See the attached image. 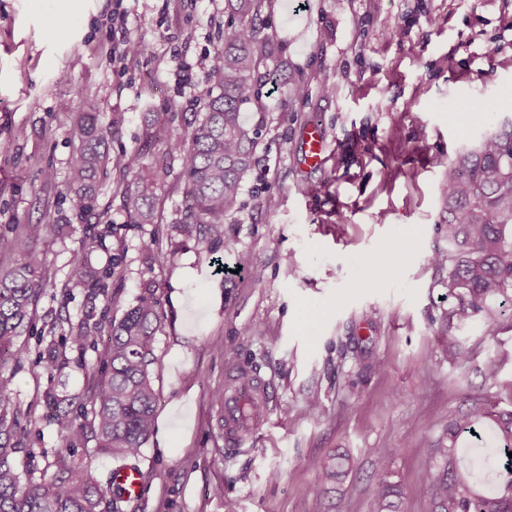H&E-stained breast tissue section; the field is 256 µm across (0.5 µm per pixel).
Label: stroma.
Masks as SVG:
<instances>
[{
    "label": "stroma",
    "mask_w": 512,
    "mask_h": 512,
    "mask_svg": "<svg viewBox=\"0 0 512 512\" xmlns=\"http://www.w3.org/2000/svg\"><path fill=\"white\" fill-rule=\"evenodd\" d=\"M260 20L279 50L273 83L244 109L261 134L238 210L220 233L183 241L173 175L155 192L154 222L130 223L128 180L112 165L99 199L112 235L101 240L66 193L72 113H97L113 157L168 152L169 135L202 116L195 87L224 46V0H0V236L54 227L35 244L45 266L27 352L0 370L29 432L13 459L22 479L43 478L60 448L56 408L91 428L109 322L150 288L163 312L155 425L129 461L141 492L120 512H371L384 448L396 451L403 512H431L425 450L449 415L478 409L487 357L501 363L499 407L512 409V307L498 336L477 322L463 330L471 359L449 363L439 332L451 300L429 261L448 245L439 158L512 119V0H275ZM125 39L148 54L122 55ZM298 76L308 95L292 100ZM482 102L494 123L477 117ZM314 120L327 147L317 167L305 161ZM79 252L89 269L113 266L106 291L75 282ZM222 263L238 274L218 273ZM80 329L94 346L62 344ZM243 371L269 380L273 400L233 449L215 392ZM95 446L86 438L68 463L88 466L108 495L116 459ZM336 452L354 468L318 495Z\"/></svg>",
    "instance_id": "obj_1"
}]
</instances>
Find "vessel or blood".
Returning <instances> with one entry per match:
<instances>
[{
    "label": "vessel or blood",
    "mask_w": 512,
    "mask_h": 512,
    "mask_svg": "<svg viewBox=\"0 0 512 512\" xmlns=\"http://www.w3.org/2000/svg\"><path fill=\"white\" fill-rule=\"evenodd\" d=\"M306 160L316 166L322 163L325 151L321 131L317 125H309L305 130ZM271 390L267 382L260 376H250L248 382L240 379L227 381L224 386L222 418L224 420V444L229 448L242 447L248 439V431L244 426L242 407L245 401H253L257 405H266Z\"/></svg>",
    "instance_id": "vessel-or-blood-1"
}]
</instances>
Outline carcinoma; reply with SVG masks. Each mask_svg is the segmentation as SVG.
Masks as SVG:
<instances>
[{"label":"carcinoma","instance_id":"1","mask_svg":"<svg viewBox=\"0 0 512 512\" xmlns=\"http://www.w3.org/2000/svg\"><path fill=\"white\" fill-rule=\"evenodd\" d=\"M273 0H225L224 10L240 25L224 39V52L213 63L207 85L201 92L205 112L185 136L174 137L170 147L179 154L180 177L185 191L180 233L183 239L197 237L201 226L224 223L236 209L246 176L251 172L259 144V127L249 126L242 116L248 104L260 101L262 79L257 77L267 60L278 52L276 31L256 24L263 8ZM78 144L70 159L68 189L74 194L77 216L88 221L97 214L98 178L112 162L107 133L94 112L79 110L72 117ZM444 167L440 197L444 212L448 250H436L430 263L448 271L446 287L455 304L443 312L441 350L448 360L464 364L470 353L459 333L473 321L481 322L484 334L496 336L503 329L500 307L512 304V120L483 135L472 148ZM143 168L140 154L124 159L121 169L137 178ZM171 174L167 156L155 158L152 183L165 184ZM125 212L133 224L151 221L152 201L145 189L123 193ZM51 228L30 224L24 237L0 239V248L21 256L13 268L0 269V370L9 359L26 352L23 336L39 284L43 265L33 241ZM161 322L155 293L141 294L123 317L111 324V344L91 395L96 451L124 458L142 452L155 421L157 394L151 381L155 364L154 342ZM11 378L0 373V512H105L104 493L93 476L79 471L60 457L52 476L40 482L24 481L13 464L12 444L28 432L8 416ZM475 413L456 412L448 418L445 436L436 440L425 455L424 479L432 512H512V411L497 410L498 396L486 388L478 398ZM497 442L496 462L484 477L466 478L460 471L456 448L471 435L481 419ZM53 423L62 449L84 437L83 427L70 413L58 410ZM386 459L377 475L372 512H401V492L389 481V461L394 449L381 451ZM350 469L349 458L333 455L324 463L328 482H338Z\"/></svg>","mask_w":512,"mask_h":512}]
</instances>
